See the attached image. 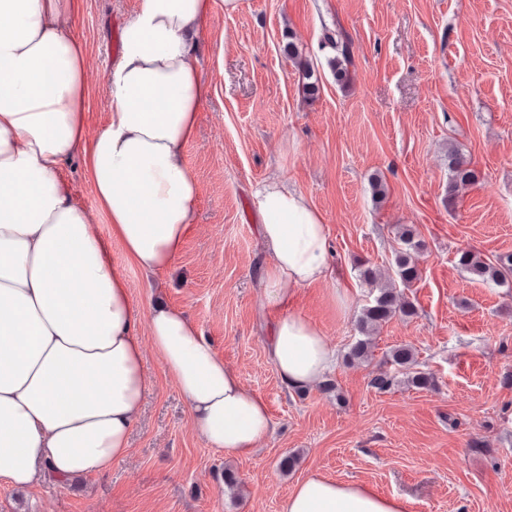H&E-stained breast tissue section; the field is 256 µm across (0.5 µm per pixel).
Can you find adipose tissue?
<instances>
[{
  "label": "adipose tissue",
  "mask_w": 512,
  "mask_h": 512,
  "mask_svg": "<svg viewBox=\"0 0 512 512\" xmlns=\"http://www.w3.org/2000/svg\"><path fill=\"white\" fill-rule=\"evenodd\" d=\"M239 0H143L108 81L110 115L87 135L85 52L68 28L74 0H0V479L18 489L43 471H108L129 453L144 402L140 326L198 435L226 457L271 433L199 327L163 304L143 312L89 212L58 175L84 151L99 210L145 276L173 262L193 224L197 186L184 158L206 94L194 39ZM262 277L277 315L268 357L282 383L307 387L335 362L322 329L292 307L326 278L328 227L308 197L271 180L257 191ZM283 512H406L400 498L313 473Z\"/></svg>",
  "instance_id": "adipose-tissue-1"
}]
</instances>
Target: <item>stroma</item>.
<instances>
[{
	"label": "stroma",
	"instance_id": "obj_1",
	"mask_svg": "<svg viewBox=\"0 0 512 512\" xmlns=\"http://www.w3.org/2000/svg\"><path fill=\"white\" fill-rule=\"evenodd\" d=\"M80 2L70 32L85 49L96 131L109 119L115 29L142 0ZM327 26L352 42L343 85L320 48ZM289 42L316 70L315 98L299 91ZM195 59L207 93L185 158L198 202L166 271L150 280L127 262L82 157L59 175L93 212L133 302L183 310L264 401L272 432L248 456L209 447L148 345L128 456L25 491L0 480V512H282L315 472L396 496L409 512H512V287L456 264L465 248L490 260L512 254V0H240L216 13ZM452 150L477 176L453 191ZM274 176L306 194L329 228L330 273L293 306L321 327L337 361L300 391L283 385L266 352L273 313L254 190ZM376 177L386 187L378 200ZM402 224L424 243L420 278L401 291L416 313L378 326L371 358L349 362L371 298L359 271L394 279ZM398 346L413 349L433 388L408 384L390 358ZM379 374L394 378L390 390L372 387ZM288 456L297 462L281 471Z\"/></svg>",
	"mask_w": 512,
	"mask_h": 512
}]
</instances>
